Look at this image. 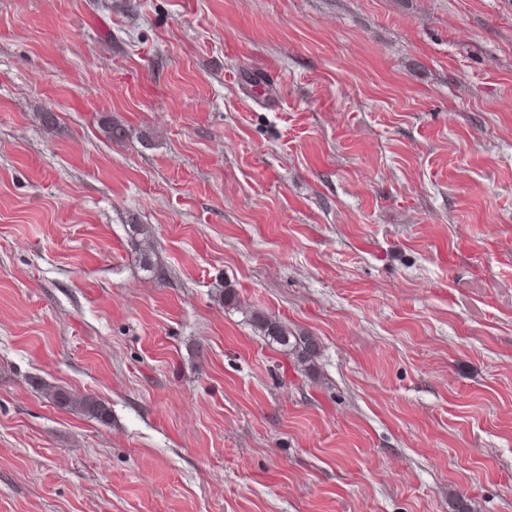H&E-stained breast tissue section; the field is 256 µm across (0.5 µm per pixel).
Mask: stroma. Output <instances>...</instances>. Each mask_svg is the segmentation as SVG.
<instances>
[{
  "instance_id": "obj_1",
  "label": "stroma",
  "mask_w": 512,
  "mask_h": 512,
  "mask_svg": "<svg viewBox=\"0 0 512 512\" xmlns=\"http://www.w3.org/2000/svg\"><path fill=\"white\" fill-rule=\"evenodd\" d=\"M459 497L512 512V0H0V512ZM253 323L260 334L286 349L294 363L308 367L319 354V345L312 336L295 335L276 317L255 312ZM46 390L58 405L73 412L104 422L110 415L106 402L90 394H77L59 386L49 385Z\"/></svg>"
}]
</instances>
